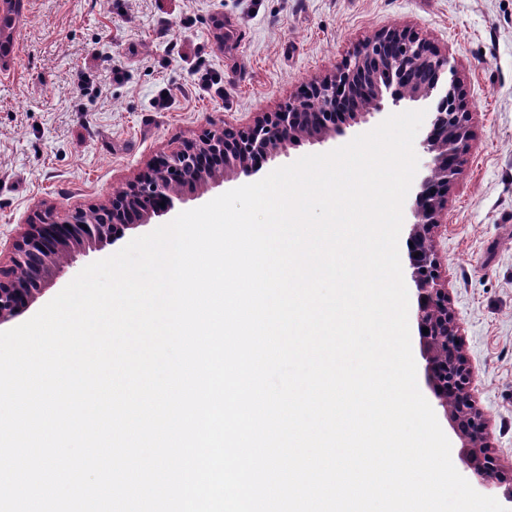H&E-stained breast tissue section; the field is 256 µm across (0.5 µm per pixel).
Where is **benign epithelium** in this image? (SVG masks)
I'll use <instances>...</instances> for the list:
<instances>
[{
    "label": "benign epithelium",
    "mask_w": 512,
    "mask_h": 512,
    "mask_svg": "<svg viewBox=\"0 0 512 512\" xmlns=\"http://www.w3.org/2000/svg\"><path fill=\"white\" fill-rule=\"evenodd\" d=\"M387 94L394 105L431 100L422 143L429 161L411 205L407 240L413 313L418 330L429 329L420 334L426 381L462 440V463L485 488L501 491L511 503L512 478L500 474L490 452L488 421L472 393L473 370L456 343L460 325L448 306V271L438 249L447 224L448 187L466 162L470 112L448 52L409 26L382 28L363 39L332 72L304 86L280 109L259 113L251 124H226L173 146L121 195L96 209V219L87 220L83 209H45L13 243L10 264L0 265V324L77 255L168 212L185 188L249 175L290 148L342 135V118L367 122L384 110ZM315 102L322 107L313 108Z\"/></svg>",
    "instance_id": "7a95c632"
}]
</instances>
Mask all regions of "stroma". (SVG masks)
<instances>
[{
  "instance_id": "obj_1",
  "label": "stroma",
  "mask_w": 512,
  "mask_h": 512,
  "mask_svg": "<svg viewBox=\"0 0 512 512\" xmlns=\"http://www.w3.org/2000/svg\"><path fill=\"white\" fill-rule=\"evenodd\" d=\"M23 2L15 54L0 62L2 249L35 212L105 204L113 188L178 142L276 111L379 29L408 24L447 51L466 87L473 137L448 191L439 249L473 392L491 419L493 454L512 473V0ZM196 69L220 78L223 95L200 89ZM163 87L174 89V101L168 111H153L151 99ZM410 107L386 104L369 123L290 149L261 171L343 146ZM248 182L242 176L190 194L122 240L79 256L0 329L27 321L82 268L126 241Z\"/></svg>"
}]
</instances>
